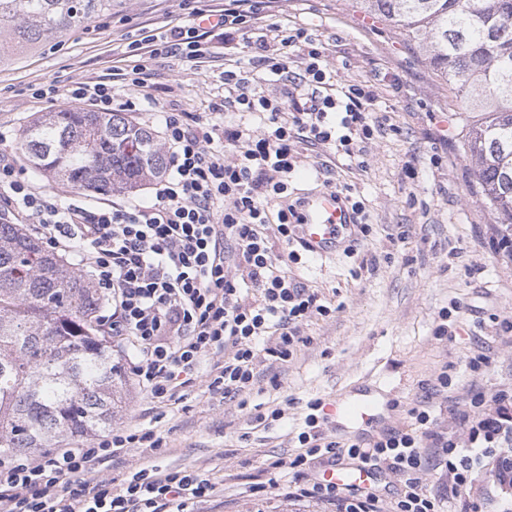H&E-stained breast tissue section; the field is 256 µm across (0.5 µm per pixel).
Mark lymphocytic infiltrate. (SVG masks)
Returning a JSON list of instances; mask_svg holds the SVG:
<instances>
[{
    "label": "lymphocytic infiltrate",
    "instance_id": "f902f5d3",
    "mask_svg": "<svg viewBox=\"0 0 512 512\" xmlns=\"http://www.w3.org/2000/svg\"><path fill=\"white\" fill-rule=\"evenodd\" d=\"M265 8L266 0H224L220 9L197 5L189 24L144 36L142 52L113 66L111 77L39 88L35 95L50 103L78 101L95 112L136 111L121 89L132 85L152 96L156 59L202 66L213 54L216 31L265 23ZM265 25L251 63L280 76L287 51L299 48L298 81L310 87L308 101L299 102L289 87L276 96L251 88L243 66L222 71L226 95L208 112H161L168 171L153 182L148 200L65 204L38 191L15 158L0 153V212L31 225L51 251L77 256L76 271L90 274L112 303L107 333L113 348L127 357L136 387L155 403L180 401L202 372L214 398L259 388L262 359L288 361L305 341L304 323L331 313L318 292L288 272L302 260L293 248L302 212L291 197V179L302 144L367 167L365 145L377 128L375 93L362 83L335 87L336 73L307 28ZM229 111L256 122L225 123ZM273 232L287 248L279 256L269 247ZM456 400L459 428L439 425L426 396L409 409L410 423L346 442L325 435L322 402L311 400L299 452L271 467L288 472L290 497L336 512H443V498L421 480L431 466L446 475L451 497L473 493L483 512H512V387L468 388ZM161 445L153 430L119 427L84 446L1 463L0 512H194L216 487L188 471L154 466L114 485L111 459ZM318 457L385 469L402 487L387 498L374 488L308 481L306 467Z\"/></svg>",
    "mask_w": 512,
    "mask_h": 512
}]
</instances>
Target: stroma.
I'll list each match as a JSON object with an SVG mask.
<instances>
[{
    "mask_svg": "<svg viewBox=\"0 0 512 512\" xmlns=\"http://www.w3.org/2000/svg\"><path fill=\"white\" fill-rule=\"evenodd\" d=\"M187 18L185 0H122L110 19L0 66V150L18 154L21 131L51 111L35 89L108 76L142 28ZM276 20L318 35L337 83L361 82L376 94L372 109L381 125L367 148V169L305 146L293 177L301 197L329 181L351 185L371 229L356 236L351 252H306L294 266L332 313L305 323L308 342L288 362L260 364L261 391L221 402L201 378L179 403L164 406L129 386L115 426L154 430L163 439L155 465L215 484V496L198 512H325L318 502L269 485L272 462L297 452L310 400L328 405L362 382L377 383L387 394L384 424L391 427L408 422L409 409L425 394L423 380L440 366L456 388L512 384V362L500 356L502 319L512 311V255L490 248L497 219L474 190L475 165L460 150L461 115L448 108L447 86L433 76L421 47L355 0H285ZM262 34L257 25L227 30L217 58L200 69L156 60L158 88L141 100L134 120L154 128L163 109L206 112L224 94L225 65L244 57L246 42ZM410 166L417 178H408ZM474 349L491 359L484 373L466 363ZM260 484L264 494H253Z\"/></svg>",
    "mask_w": 512,
    "mask_h": 512,
    "instance_id": "obj_1",
    "label": "stroma"
}]
</instances>
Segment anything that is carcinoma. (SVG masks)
Listing matches in <instances>:
<instances>
[{
  "mask_svg": "<svg viewBox=\"0 0 512 512\" xmlns=\"http://www.w3.org/2000/svg\"><path fill=\"white\" fill-rule=\"evenodd\" d=\"M426 53L467 113L496 233L512 242V0H361ZM112 14V0H0V64ZM32 173L93 194L130 193L168 166L157 132L126 112L61 108L21 133ZM106 296L19 224L0 223V457L112 427L127 385L100 326Z\"/></svg>",
  "mask_w": 512,
  "mask_h": 512,
  "instance_id": "cac0c4a2",
  "label": "carcinoma"
}]
</instances>
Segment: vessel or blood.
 <instances>
[{
	"label": "vessel or blood",
	"mask_w": 512,
	"mask_h": 512,
	"mask_svg": "<svg viewBox=\"0 0 512 512\" xmlns=\"http://www.w3.org/2000/svg\"><path fill=\"white\" fill-rule=\"evenodd\" d=\"M304 221L298 226L301 243L312 254L325 257L346 248L354 237L356 219L334 190H318L303 200ZM332 417L341 420L344 428L367 432L384 419L382 406L370 386H363L358 397L337 400L331 407ZM324 477L340 486L369 488L373 478L361 465H334Z\"/></svg>",
	"instance_id": "b4317fda"
}]
</instances>
